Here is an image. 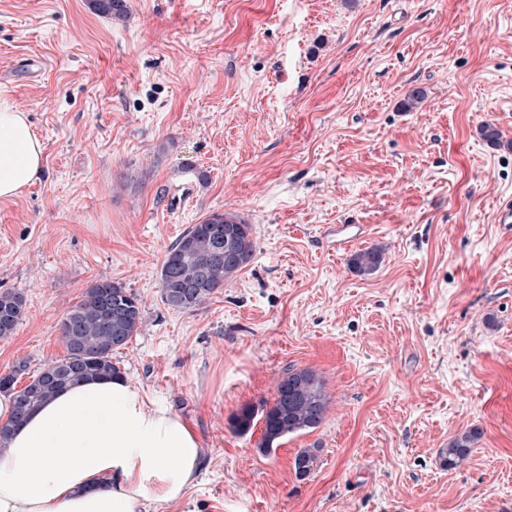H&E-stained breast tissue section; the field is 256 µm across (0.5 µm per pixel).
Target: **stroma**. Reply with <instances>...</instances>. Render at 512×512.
<instances>
[{
	"mask_svg": "<svg viewBox=\"0 0 512 512\" xmlns=\"http://www.w3.org/2000/svg\"><path fill=\"white\" fill-rule=\"evenodd\" d=\"M127 4L0 0V88L44 145L41 180L0 200V291L27 307L0 375L62 358L67 311L118 282L144 323L113 361L204 445L197 483L155 512H512V0ZM214 212L251 224L255 255L170 308L165 253ZM339 224L363 238L333 248ZM376 246L375 273L349 268ZM300 369L327 416L261 452L262 424L232 418ZM480 435L481 431L478 428H473L450 440L448 448H443L440 452L442 464L449 470L461 466L470 454L471 443H473Z\"/></svg>",
	"mask_w": 512,
	"mask_h": 512,
	"instance_id": "1",
	"label": "stroma"
}]
</instances>
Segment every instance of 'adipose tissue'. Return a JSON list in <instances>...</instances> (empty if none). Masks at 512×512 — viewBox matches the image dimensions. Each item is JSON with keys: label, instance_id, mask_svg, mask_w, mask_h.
Segmentation results:
<instances>
[{"label": "adipose tissue", "instance_id": "adipose-tissue-1", "mask_svg": "<svg viewBox=\"0 0 512 512\" xmlns=\"http://www.w3.org/2000/svg\"><path fill=\"white\" fill-rule=\"evenodd\" d=\"M43 144L27 112L0 91V199L43 173ZM203 443L165 404L125 378L64 389L15 428L0 453V512H151L180 503Z\"/></svg>", "mask_w": 512, "mask_h": 512}]
</instances>
